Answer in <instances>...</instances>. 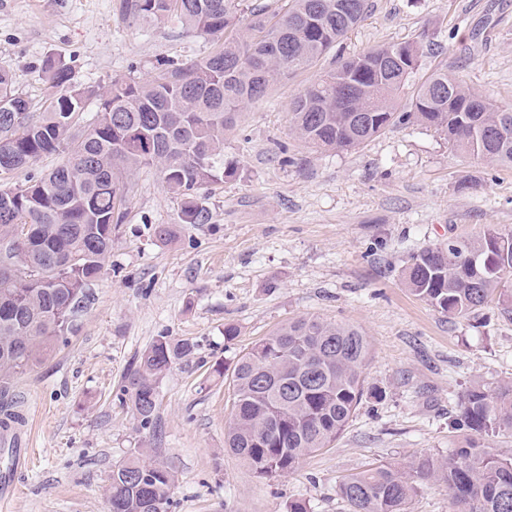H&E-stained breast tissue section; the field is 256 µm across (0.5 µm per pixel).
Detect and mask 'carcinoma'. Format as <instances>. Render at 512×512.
<instances>
[{
  "label": "carcinoma",
  "instance_id": "carcinoma-1",
  "mask_svg": "<svg viewBox=\"0 0 512 512\" xmlns=\"http://www.w3.org/2000/svg\"><path fill=\"white\" fill-rule=\"evenodd\" d=\"M244 0H122L135 21L178 18L216 40L190 64L168 61L140 81H114L101 94L97 119L74 138L86 91L70 67L45 73L60 94L39 117L0 65V174L61 154L49 173L21 187L0 185V379L37 368L54 342L73 329L87 288L112 252L121 221L123 180L157 169L181 200V222L205 224L201 190L236 174L224 163V135L241 108L264 97L288 73L318 59L364 20L369 0H285V8H242ZM420 46H384L342 61L294 98L289 127L315 149L349 151L394 126L425 124L455 150L489 166H512V107L459 84L439 68L401 95L419 67ZM32 224L29 247L12 246L15 229ZM512 227L487 226L411 257L405 284L414 296L467 319L495 301L512 313ZM193 343L156 339L125 377L123 395L141 427L153 424L158 384ZM371 342L359 326L318 316L294 319L256 342L232 368L233 412L225 447L260 478L296 470L344 430L365 395ZM452 427L462 438L446 458L423 453L405 466L385 463L351 474L337 493L349 512H408L421 488H448L455 512H512V457L489 448L512 434V382L472 385L458 397ZM176 472L136 448L112 469L109 512H169Z\"/></svg>",
  "mask_w": 512,
  "mask_h": 512
}]
</instances>
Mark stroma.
<instances>
[{
    "instance_id": "stroma-1",
    "label": "stroma",
    "mask_w": 512,
    "mask_h": 512,
    "mask_svg": "<svg viewBox=\"0 0 512 512\" xmlns=\"http://www.w3.org/2000/svg\"><path fill=\"white\" fill-rule=\"evenodd\" d=\"M119 4L0 0V64L33 111L58 93L45 78L47 58L66 62L90 90L83 127L112 82L214 48L177 18L136 22ZM404 42L422 48L414 82L444 67L512 107V0H372L336 47L238 113L224 137V159L238 173L204 189L208 223H181V202L158 171L131 176L112 255L72 335L0 397L22 407L31 456L8 512H108V478L135 448L154 449L176 471L171 512H288L294 501L347 512L336 493L342 478L382 461L447 457L461 439L450 426L460 393L512 381V316L492 305L452 319L404 283L411 255L490 224L512 227V168L462 155L418 123L348 152L313 150L289 131L295 96L339 59ZM161 224L174 229L171 240L157 237ZM307 315L363 328L373 394L327 448L261 479L224 449L233 363ZM228 326L235 340H225ZM162 336L195 350L162 379L157 419L143 428L122 386Z\"/></svg>"
}]
</instances>
